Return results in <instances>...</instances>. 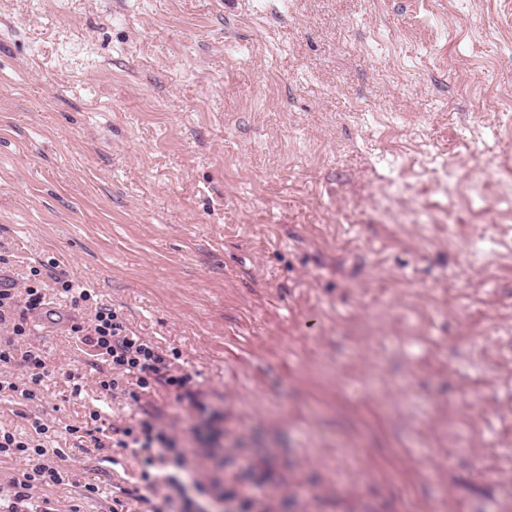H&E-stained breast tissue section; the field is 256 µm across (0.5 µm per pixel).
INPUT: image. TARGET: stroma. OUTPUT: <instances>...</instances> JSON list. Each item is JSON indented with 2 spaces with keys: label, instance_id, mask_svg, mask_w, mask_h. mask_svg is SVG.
<instances>
[{
  "label": "stroma",
  "instance_id": "1",
  "mask_svg": "<svg viewBox=\"0 0 512 512\" xmlns=\"http://www.w3.org/2000/svg\"><path fill=\"white\" fill-rule=\"evenodd\" d=\"M512 0H0V289H43L31 512H151L95 307L224 412V512H512ZM64 277L86 289L73 302ZM84 376L74 391L67 374ZM98 412L97 430L75 438Z\"/></svg>",
  "mask_w": 512,
  "mask_h": 512
}]
</instances>
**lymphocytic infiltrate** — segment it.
Masks as SVG:
<instances>
[{
	"mask_svg": "<svg viewBox=\"0 0 512 512\" xmlns=\"http://www.w3.org/2000/svg\"><path fill=\"white\" fill-rule=\"evenodd\" d=\"M45 295L41 289L29 287L23 293L0 289V326L9 329L8 341L0 343V369L21 365L27 375L25 383L0 382L23 403L34 402L38 387L46 374L43 352L26 341L28 312L42 307ZM68 333L91 347L97 359L106 366L96 381L100 392L126 395L140 401L143 392L160 386L173 392L177 403L187 411L194 424L192 431L200 442L199 454H215V441L224 433V413L207 402L195 385L191 374L182 372L168 354L154 342L128 332L122 319L108 306L96 307L89 321H75ZM33 436L21 438L11 430L0 428V455L20 456L26 467L10 481L13 500L8 512H23L36 486L61 484L64 467L52 464L48 449L37 445V438L47 435L49 424L42 419L31 423ZM107 447L131 450L132 454L148 452L149 463L157 467L155 478L147 488L155 499L153 512H206L189 495L190 490H203L204 482L190 467L186 452L179 446L177 434L169 433L158 416L147 414L122 427L113 428Z\"/></svg>",
	"mask_w": 512,
	"mask_h": 512,
	"instance_id": "obj_1",
	"label": "lymphocytic infiltrate"
}]
</instances>
